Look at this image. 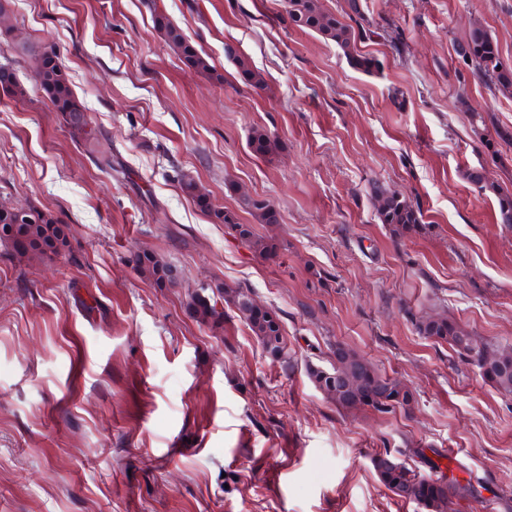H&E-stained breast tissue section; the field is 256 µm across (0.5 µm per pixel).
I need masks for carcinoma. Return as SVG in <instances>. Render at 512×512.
<instances>
[{
	"instance_id": "cac0c4a2",
	"label": "carcinoma",
	"mask_w": 512,
	"mask_h": 512,
	"mask_svg": "<svg viewBox=\"0 0 512 512\" xmlns=\"http://www.w3.org/2000/svg\"><path fill=\"white\" fill-rule=\"evenodd\" d=\"M157 30L163 35L169 48L187 66L201 72L211 70L206 57L186 38L182 30L174 25L155 0L149 5ZM289 19L302 29L316 32L336 43L344 51H349L356 38L363 31L342 21L335 14L323 10L317 0H289ZM457 54L485 86L512 93V70L503 66L498 46L488 31L478 25L470 28L466 37L458 42ZM42 66L37 70V78L42 90L51 100L56 111L73 130L85 133L91 139V151L101 156V161L111 164L110 150L104 143L86 130V115L69 86V82L58 63L56 53L41 55ZM0 89L7 97H17L23 93L12 71L0 70ZM250 145L257 154H267L276 147V141L261 130H256L250 138ZM467 180L481 193L495 196L497 218L500 223L512 226V192L503 190L488 182L478 170L466 173ZM371 195L374 198L380 223L392 227V231L401 234L406 230L420 228L421 213L413 202L400 194L390 192L379 185H373ZM247 206L261 224L278 223L277 213L267 200H249ZM222 222L234 231L239 238L255 248L262 255L277 248L274 242H261L253 239L251 227L238 222L234 213L226 211ZM0 225L5 231V239L12 251L19 256L39 255L56 250L57 243H65V225L57 223L55 218L33 207L27 208L26 218L17 222L14 215L0 213ZM138 272L161 286L171 282V267L151 252L137 257ZM250 292L242 288L226 287L221 292L224 303L237 312L250 331L256 336L262 350L275 360L287 361L288 345L277 314L265 309L259 314L251 313L246 299ZM189 306L193 314L202 322H216L222 313L217 303L204 296L192 297ZM418 332L438 342L447 343L451 349L467 364L476 367L482 378L498 389L512 393V351L496 348L503 356V366H488L478 347L470 340V333L455 321L446 317H428L416 321ZM335 357L341 362V371L352 370L365 377V386L357 394H330V378L325 369L308 368V374L315 386L327 398L342 409L369 408L382 414L405 412L412 409L414 394L395 379L378 374L370 365L352 352L336 346ZM374 467L383 485L394 495L421 504L429 512H446L448 498L473 496V487L454 480L450 483L439 478L425 477L393 458L390 452L382 453L373 460Z\"/></svg>"
}]
</instances>
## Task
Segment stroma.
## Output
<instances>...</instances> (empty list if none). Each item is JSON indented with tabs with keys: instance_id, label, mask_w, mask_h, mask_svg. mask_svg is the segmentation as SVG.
<instances>
[{
	"instance_id": "obj_1",
	"label": "stroma",
	"mask_w": 512,
	"mask_h": 512,
	"mask_svg": "<svg viewBox=\"0 0 512 512\" xmlns=\"http://www.w3.org/2000/svg\"><path fill=\"white\" fill-rule=\"evenodd\" d=\"M357 1L375 30L356 44L377 61L366 72L295 27L288 0H163L207 57L201 73L166 45L148 0H0V66L24 89L0 100V203L66 227L42 258L0 242V512H425L380 483L372 459L385 451L472 483L453 512H503L512 393L415 320L512 344V227L463 176L512 191V139L498 137L512 131V94L454 51L480 25L512 69V0ZM50 49L124 176L35 82ZM257 129L275 153L253 152ZM187 181L277 253L201 211ZM375 183L416 202L426 232L381 224ZM247 197L269 200L278 223H254ZM145 249L175 286L135 271ZM224 285L278 313L291 364L232 309L214 324L192 316V295ZM338 345L410 388L413 411L326 399L307 367L330 368Z\"/></svg>"
}]
</instances>
